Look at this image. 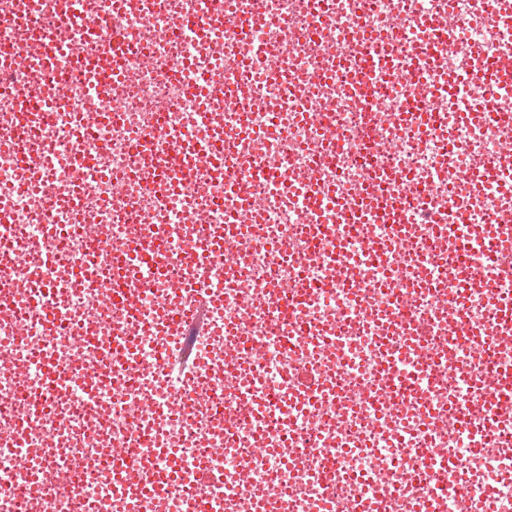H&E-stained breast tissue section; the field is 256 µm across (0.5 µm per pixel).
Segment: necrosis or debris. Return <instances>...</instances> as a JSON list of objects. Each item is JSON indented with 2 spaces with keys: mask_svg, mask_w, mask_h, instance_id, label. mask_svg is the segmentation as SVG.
Wrapping results in <instances>:
<instances>
[{
  "mask_svg": "<svg viewBox=\"0 0 512 512\" xmlns=\"http://www.w3.org/2000/svg\"><path fill=\"white\" fill-rule=\"evenodd\" d=\"M476 44L512 46L484 0H0V512H512V256L476 241L512 228L477 179L512 93H474ZM31 89L56 107L18 141ZM147 224L165 266L130 281ZM199 299L192 381L164 312Z\"/></svg>",
  "mask_w": 512,
  "mask_h": 512,
  "instance_id": "4bbe7bcc",
  "label": "necrosis or debris"
}]
</instances>
